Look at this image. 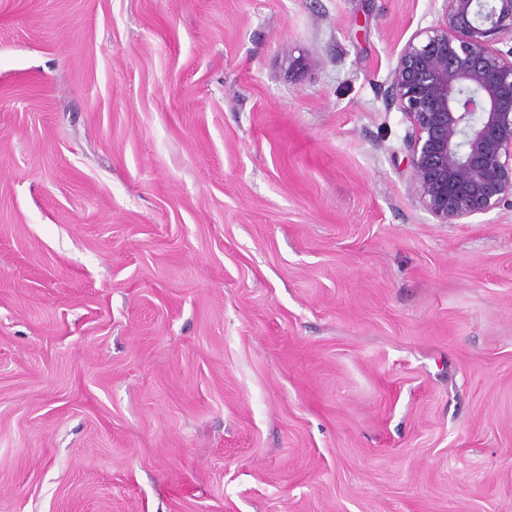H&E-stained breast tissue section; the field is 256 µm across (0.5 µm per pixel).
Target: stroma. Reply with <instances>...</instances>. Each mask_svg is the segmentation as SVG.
<instances>
[{
    "label": "stroma",
    "instance_id": "stroma-1",
    "mask_svg": "<svg viewBox=\"0 0 512 512\" xmlns=\"http://www.w3.org/2000/svg\"><path fill=\"white\" fill-rule=\"evenodd\" d=\"M440 9L0 0V512H512V205L387 105Z\"/></svg>",
    "mask_w": 512,
    "mask_h": 512
}]
</instances>
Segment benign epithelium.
<instances>
[{"mask_svg":"<svg viewBox=\"0 0 512 512\" xmlns=\"http://www.w3.org/2000/svg\"><path fill=\"white\" fill-rule=\"evenodd\" d=\"M391 71L388 105L412 126L405 171L438 224L512 199V0H441Z\"/></svg>","mask_w":512,"mask_h":512,"instance_id":"obj_1","label":"benign epithelium"}]
</instances>
